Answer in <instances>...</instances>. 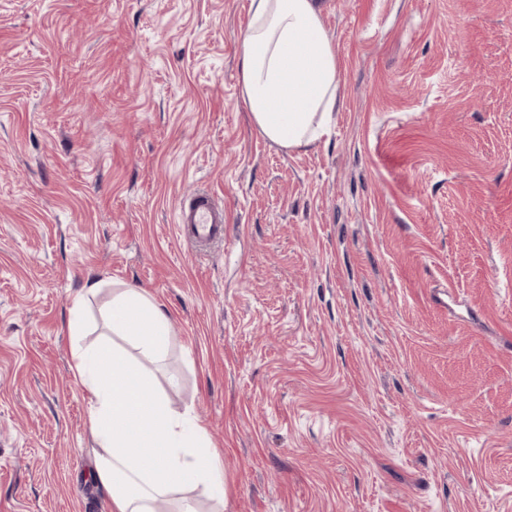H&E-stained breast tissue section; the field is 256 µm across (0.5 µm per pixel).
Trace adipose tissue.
<instances>
[{"mask_svg":"<svg viewBox=\"0 0 512 512\" xmlns=\"http://www.w3.org/2000/svg\"><path fill=\"white\" fill-rule=\"evenodd\" d=\"M252 19L238 42L239 85L252 123L286 150L309 147L325 133L338 102L340 69L314 0H251ZM103 319L113 335L134 337L145 358L114 347L76 346L74 371L89 395L88 425L97 448L94 480L112 512H197L179 486L202 485L223 499L225 482L206 431L192 411L173 412L153 390L145 362L161 360L170 334L162 307L140 288L113 293Z\"/></svg>","mask_w":512,"mask_h":512,"instance_id":"ef3b65f1","label":"adipose tissue"}]
</instances>
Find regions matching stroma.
Masks as SVG:
<instances>
[{"label": "stroma", "instance_id": "stroma-1", "mask_svg": "<svg viewBox=\"0 0 512 512\" xmlns=\"http://www.w3.org/2000/svg\"><path fill=\"white\" fill-rule=\"evenodd\" d=\"M318 3L339 105L288 154L240 93L250 0H0V512H110L72 348L132 350L120 288L224 467L198 512H512V0ZM176 217L184 236L196 244L224 239V208L208 195L197 194L181 202ZM103 319L113 336H134L144 358L155 363L166 351L169 318L162 307L140 288H123L112 294Z\"/></svg>", "mask_w": 512, "mask_h": 512}]
</instances>
